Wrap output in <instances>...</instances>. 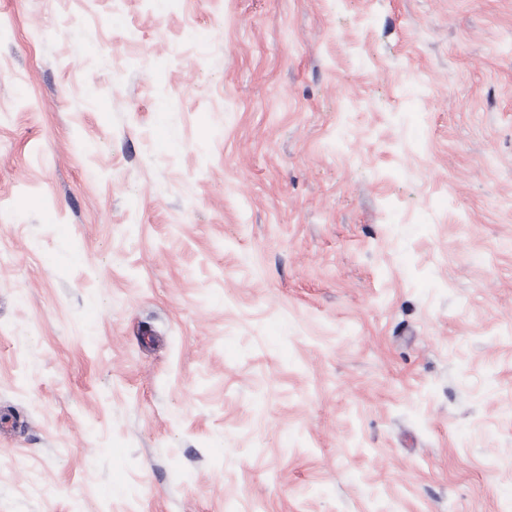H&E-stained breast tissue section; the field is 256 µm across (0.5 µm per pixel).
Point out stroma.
I'll use <instances>...</instances> for the list:
<instances>
[{
	"instance_id": "stroma-1",
	"label": "stroma",
	"mask_w": 512,
	"mask_h": 512,
	"mask_svg": "<svg viewBox=\"0 0 512 512\" xmlns=\"http://www.w3.org/2000/svg\"><path fill=\"white\" fill-rule=\"evenodd\" d=\"M0 512H512V0H0Z\"/></svg>"
}]
</instances>
